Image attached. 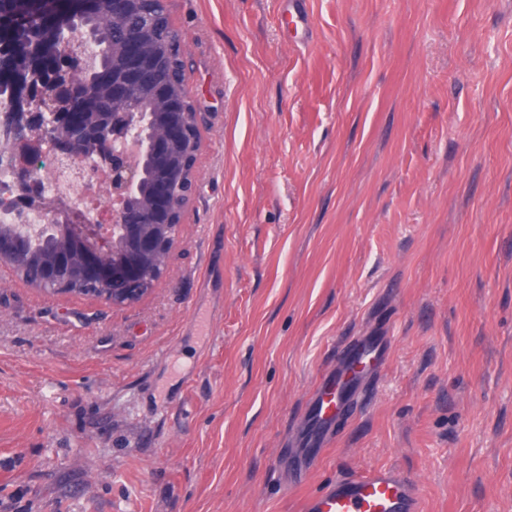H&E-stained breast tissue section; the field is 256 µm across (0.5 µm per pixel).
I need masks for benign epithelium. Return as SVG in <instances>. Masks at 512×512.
I'll use <instances>...</instances> for the list:
<instances>
[{"instance_id": "7a95c632", "label": "benign epithelium", "mask_w": 512, "mask_h": 512, "mask_svg": "<svg viewBox=\"0 0 512 512\" xmlns=\"http://www.w3.org/2000/svg\"><path fill=\"white\" fill-rule=\"evenodd\" d=\"M93 2L113 10L127 0H70L65 9L56 12L51 25L40 20L43 0H29L27 11L13 20L9 43L0 47V77L17 90L14 142L19 180L33 181L31 160L46 150L61 156H81L87 142L92 141L95 153L112 154L111 236L104 235L100 225L66 207L58 209L50 224L69 239L88 268L98 265L102 255L112 251L111 286L88 295L108 306L126 307L154 291V287L146 288L134 278L130 254L149 255L164 248L157 272L160 279L180 241L183 212L196 187L195 163L201 149L200 126L205 113H184L180 124L165 137L153 141L147 133L151 117L142 112H99L94 130L74 123L73 102L79 99L93 107L97 93L96 83L85 78L81 64L70 60L66 43L86 37L76 21ZM150 80L157 82L159 91L165 90L163 75L153 71L150 62L134 49L123 74L112 80V97L124 99L135 86ZM177 144L187 146L183 157L186 177L174 182L169 171L172 148ZM147 162L157 176L156 195L166 201H181L175 211L129 207L128 201L139 186L137 175ZM77 277L70 254L62 253L51 268L29 285L46 293L76 295L78 291L72 285Z\"/></svg>"}]
</instances>
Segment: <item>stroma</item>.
Wrapping results in <instances>:
<instances>
[{"label": "stroma", "mask_w": 512, "mask_h": 512, "mask_svg": "<svg viewBox=\"0 0 512 512\" xmlns=\"http://www.w3.org/2000/svg\"><path fill=\"white\" fill-rule=\"evenodd\" d=\"M288 2H168L208 119L150 295L0 266V512H300L380 466L512 512V0ZM354 336L384 365L289 485Z\"/></svg>", "instance_id": "1"}]
</instances>
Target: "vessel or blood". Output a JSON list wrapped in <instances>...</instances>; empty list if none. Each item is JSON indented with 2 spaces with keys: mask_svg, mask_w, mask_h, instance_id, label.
I'll return each instance as SVG.
<instances>
[{
  "mask_svg": "<svg viewBox=\"0 0 512 512\" xmlns=\"http://www.w3.org/2000/svg\"><path fill=\"white\" fill-rule=\"evenodd\" d=\"M386 354L382 341L351 339L335 372L326 375L304 417L303 453L294 463L303 470L318 460L317 448L329 437L337 419L359 399L367 376L377 373ZM302 512H423L417 483L400 472L378 467L360 478H338L305 497Z\"/></svg>",
  "mask_w": 512,
  "mask_h": 512,
  "instance_id": "1",
  "label": "vessel or blood"
}]
</instances>
